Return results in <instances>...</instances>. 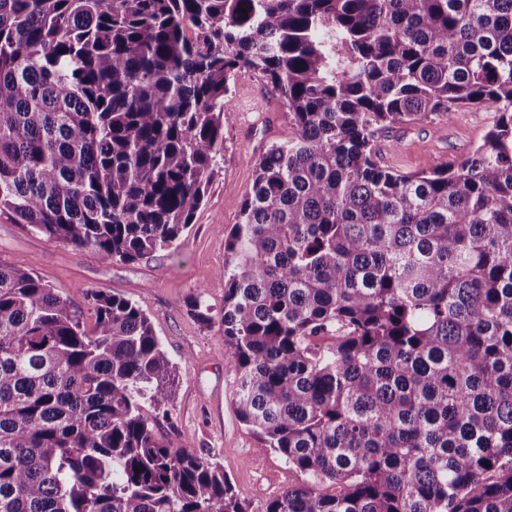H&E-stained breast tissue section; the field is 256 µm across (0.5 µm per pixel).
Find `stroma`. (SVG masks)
<instances>
[{
    "instance_id": "obj_1",
    "label": "stroma",
    "mask_w": 512,
    "mask_h": 512,
    "mask_svg": "<svg viewBox=\"0 0 512 512\" xmlns=\"http://www.w3.org/2000/svg\"><path fill=\"white\" fill-rule=\"evenodd\" d=\"M231 110L224 115V155L179 247L142 260L106 264L90 253L30 233L0 215V257L17 259L56 288L63 298L84 306L90 292L117 294L136 302L150 317L175 373L167 403L146 400L142 412L158 438L172 449L189 446L197 456L219 462L248 498L253 512L298 481L276 453L259 452L255 436L234 409L235 376L224 349L221 317L224 294L214 288L224 268V239L240 220L259 156L275 141L293 137L282 104L261 77L246 71L229 84ZM494 119L493 108L458 110L452 121L428 119L394 129L379 141L399 138L394 169L426 170L442 159L469 156ZM209 307L212 321L202 324L190 311L193 299Z\"/></svg>"
}]
</instances>
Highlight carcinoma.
<instances>
[{"mask_svg":"<svg viewBox=\"0 0 512 512\" xmlns=\"http://www.w3.org/2000/svg\"><path fill=\"white\" fill-rule=\"evenodd\" d=\"M244 70L295 128L214 281L236 415L300 477L263 512H512V0H0V212L108 264L172 247ZM475 104L468 158L382 163ZM88 304L0 259V512H250L142 414L174 373L144 310Z\"/></svg>","mask_w":512,"mask_h":512,"instance_id":"obj_1","label":"carcinoma"}]
</instances>
